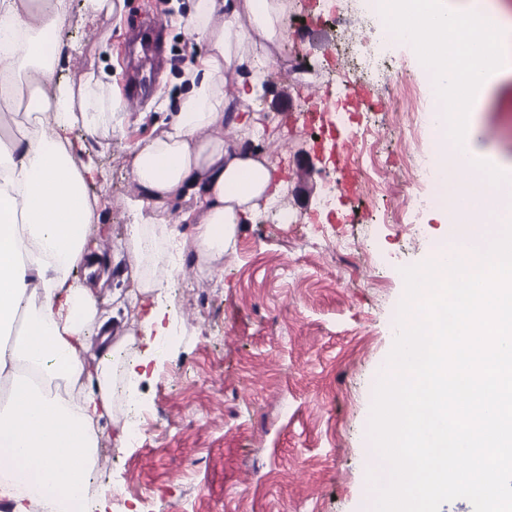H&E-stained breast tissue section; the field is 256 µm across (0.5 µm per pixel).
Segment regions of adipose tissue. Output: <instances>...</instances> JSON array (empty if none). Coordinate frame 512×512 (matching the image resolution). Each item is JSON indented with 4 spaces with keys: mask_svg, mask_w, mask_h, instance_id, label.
Returning a JSON list of instances; mask_svg holds the SVG:
<instances>
[{
    "mask_svg": "<svg viewBox=\"0 0 512 512\" xmlns=\"http://www.w3.org/2000/svg\"><path fill=\"white\" fill-rule=\"evenodd\" d=\"M70 0H0V502L12 512H90L98 462L97 428L112 418L115 346L82 274L97 271L98 236L88 190L87 145L70 138L112 135V120L139 125L119 94L87 74L79 86L48 78L71 47L62 34ZM283 0H188L184 21L199 54L184 68L172 110L156 113L155 135L135 141V192L123 246L131 282L161 300L169 279L143 274L164 237L191 227L199 271L222 260L239 225L254 221L283 182L265 151L225 128L260 130L250 107L260 75L282 42ZM30 60L20 74L21 60ZM189 200L177 225L167 213Z\"/></svg>",
    "mask_w": 512,
    "mask_h": 512,
    "instance_id": "adipose-tissue-1",
    "label": "adipose tissue"
}]
</instances>
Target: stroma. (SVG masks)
Listing matches in <instances>:
<instances>
[{"mask_svg":"<svg viewBox=\"0 0 512 512\" xmlns=\"http://www.w3.org/2000/svg\"><path fill=\"white\" fill-rule=\"evenodd\" d=\"M167 2L123 0L107 14L74 0L67 33L74 57L58 63L56 81L76 85L103 72L122 89L125 34L151 15L162 23L164 64L139 108L156 111L198 51ZM305 2L288 0L287 36L266 74L271 91L253 102L264 111L259 145L271 152L284 190L255 223L239 225L212 276L180 278L181 330L167 337L138 382L147 443L131 445L115 437L109 421L99 424V512H118L116 493L129 504L148 503L150 512H361L371 494L379 457L368 425L378 368L395 341L402 271L428 261L447 227L433 208L421 210L413 229L398 219V206L413 192L404 162L428 148L429 132H412L391 112L359 115L388 158L379 197L340 193L333 210L322 208L338 173L298 119L297 105L311 90L325 100L348 98L360 70L339 55L340 35L368 48L378 32L355 0H336V26L310 19ZM388 73L403 78L406 103L430 105L426 72L406 47L395 49ZM473 110L484 144L495 149L490 163L512 175V80L493 79ZM152 133L149 125L132 127L94 146L99 172L90 191L108 204L98 249L109 275L88 284L126 361L144 351V306L129 294V259L117 243L129 222L122 200L134 189L129 146ZM282 208L295 223H278ZM347 213L355 223L343 222Z\"/></svg>","mask_w":512,"mask_h":512,"instance_id":"1","label":"stroma"}]
</instances>
